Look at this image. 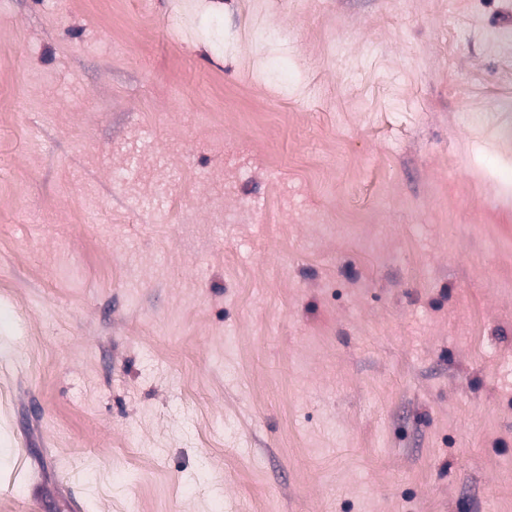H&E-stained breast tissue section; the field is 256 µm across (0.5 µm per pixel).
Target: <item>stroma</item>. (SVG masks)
I'll list each match as a JSON object with an SVG mask.
<instances>
[{"mask_svg":"<svg viewBox=\"0 0 512 512\" xmlns=\"http://www.w3.org/2000/svg\"><path fill=\"white\" fill-rule=\"evenodd\" d=\"M497 29L512 0H0V504L512 512Z\"/></svg>","mask_w":512,"mask_h":512,"instance_id":"1","label":"stroma"}]
</instances>
